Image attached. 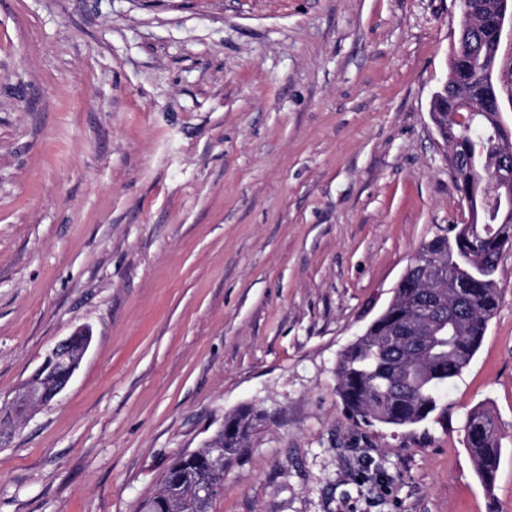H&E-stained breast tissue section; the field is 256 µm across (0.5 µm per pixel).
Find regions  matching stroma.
<instances>
[{"label":"stroma","instance_id":"1","mask_svg":"<svg viewBox=\"0 0 512 512\" xmlns=\"http://www.w3.org/2000/svg\"><path fill=\"white\" fill-rule=\"evenodd\" d=\"M461 0H0V512H137L264 412L212 512H512V250L446 424L353 422L340 353L437 226L466 224L430 116ZM499 421L493 489L464 422ZM90 331L86 328H79L77 329L71 336H74L71 339V336L68 338L61 340L58 342L53 349L49 352V354L46 356L43 364L38 369L37 373L28 380L24 385L20 387L18 390V393L15 395V397L7 402V403H1V408L3 409L5 406H8L11 408L16 403L23 404V411L21 416L17 419H21L25 413H27L30 409L36 408L38 406H44L49 404L57 395H59L62 391L66 389V387L71 382L76 370L78 369L80 363L82 362L86 351L88 349L89 343H90ZM85 336H88L87 341L85 342ZM72 342V346L74 348H80L83 343L85 342L84 346L79 350L78 354L76 355V362L71 363L69 359V346ZM58 371H62L64 374V379L61 384H59L55 390L53 391V394L51 396V399H45L44 394L40 393L38 389L34 388L31 383L33 382V379L38 374H50V373H56ZM61 376L58 372L55 377L50 382V385L45 386L46 393H50L51 390L60 382Z\"/></svg>","mask_w":512,"mask_h":512}]
</instances>
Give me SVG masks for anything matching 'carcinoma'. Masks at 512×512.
<instances>
[{
    "instance_id": "1",
    "label": "carcinoma",
    "mask_w": 512,
    "mask_h": 512,
    "mask_svg": "<svg viewBox=\"0 0 512 512\" xmlns=\"http://www.w3.org/2000/svg\"><path fill=\"white\" fill-rule=\"evenodd\" d=\"M448 73V88L435 101L437 111L448 116V144L460 164L453 167L457 188L470 204L472 222L441 228L425 240L420 250L448 255L446 296L454 314L417 331L413 343L398 346L395 331L413 322L420 303L419 289L397 288L386 307L340 355L336 375L339 395L350 418L368 425H414L429 418L441 423L448 413L441 390L460 376L485 336L498 307L497 274L501 254L512 249V222L503 223L508 209L504 199L490 204L484 195L498 156L499 141L512 133L497 125L496 79L479 82L475 66L485 56L502 63V52L492 43L487 29L460 36ZM468 95L477 111L461 110ZM469 236L481 240V252L468 258L457 254L460 241ZM258 411L245 408L225 417L226 423L245 427L257 420ZM467 448L484 486L493 487L501 459V443L495 417L486 409L471 410L464 425ZM208 451L179 454L167 467L155 492L139 512H170L171 497L187 501L195 482L208 468Z\"/></svg>"
}]
</instances>
